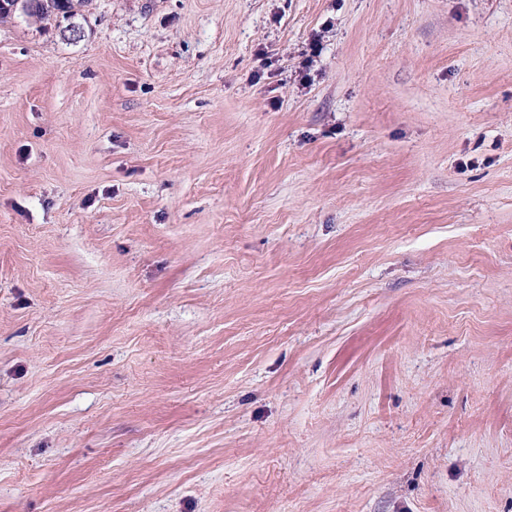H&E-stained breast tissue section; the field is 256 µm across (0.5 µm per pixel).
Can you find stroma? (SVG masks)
Returning <instances> with one entry per match:
<instances>
[{
    "instance_id": "35a3bbf8",
    "label": "stroma",
    "mask_w": 512,
    "mask_h": 512,
    "mask_svg": "<svg viewBox=\"0 0 512 512\" xmlns=\"http://www.w3.org/2000/svg\"><path fill=\"white\" fill-rule=\"evenodd\" d=\"M0 512H512V0L0 22Z\"/></svg>"
}]
</instances>
